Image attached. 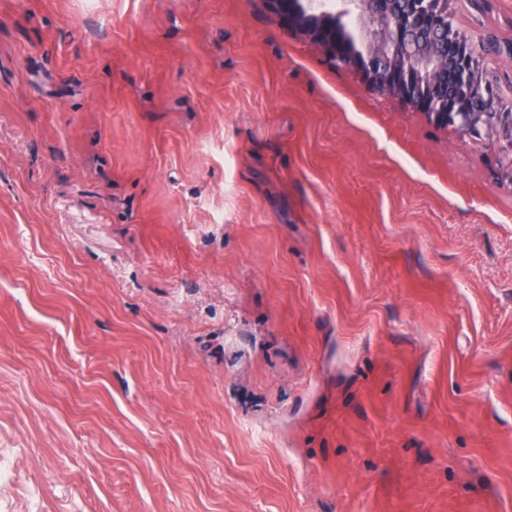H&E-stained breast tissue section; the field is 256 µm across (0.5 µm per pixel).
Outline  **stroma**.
<instances>
[{
	"label": "stroma",
	"mask_w": 512,
	"mask_h": 512,
	"mask_svg": "<svg viewBox=\"0 0 512 512\" xmlns=\"http://www.w3.org/2000/svg\"><path fill=\"white\" fill-rule=\"evenodd\" d=\"M496 151L266 0H0V512H512Z\"/></svg>",
	"instance_id": "stroma-1"
}]
</instances>
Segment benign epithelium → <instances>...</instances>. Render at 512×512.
I'll return each instance as SVG.
<instances>
[{"instance_id":"benign-epithelium-1","label":"benign epithelium","mask_w":512,"mask_h":512,"mask_svg":"<svg viewBox=\"0 0 512 512\" xmlns=\"http://www.w3.org/2000/svg\"><path fill=\"white\" fill-rule=\"evenodd\" d=\"M290 30L357 75L374 93L397 100L430 124L499 147L497 178L512 185V106L491 93L480 62L488 43L472 44L455 22L448 0H268ZM349 19L358 38L348 56L337 53L330 31ZM496 61L512 69V39L492 47ZM464 73L443 103L435 82L443 62ZM496 100L490 112H474L480 98Z\"/></svg>"}]
</instances>
